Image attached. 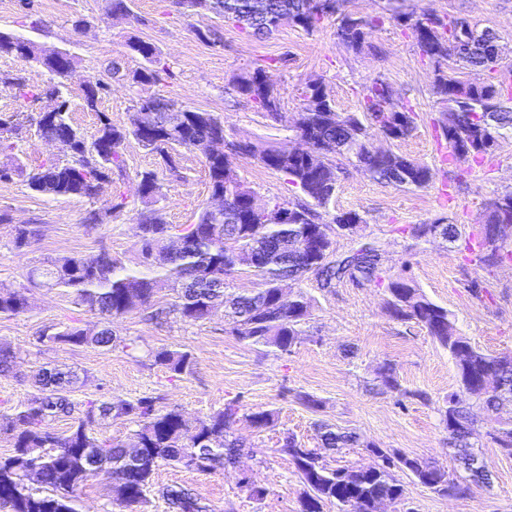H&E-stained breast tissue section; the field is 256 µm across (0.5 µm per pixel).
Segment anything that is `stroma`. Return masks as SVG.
<instances>
[{
  "instance_id": "obj_1",
  "label": "stroma",
  "mask_w": 512,
  "mask_h": 512,
  "mask_svg": "<svg viewBox=\"0 0 512 512\" xmlns=\"http://www.w3.org/2000/svg\"><path fill=\"white\" fill-rule=\"evenodd\" d=\"M127 15H110L107 0H0V32L34 40L43 47L68 52L77 64L65 79L70 90L69 117L85 138H93L100 116L116 127L129 124L139 100L164 97L176 104L214 113L227 136H245L263 143L283 142L304 103L306 84L318 81L330 95L335 112L363 109L374 80H384L397 105L416 114L415 129L402 140L377 139L379 147L405 155L432 169L428 187L403 189L379 182L356 163L341 161L336 194L318 221L328 224L336 212L358 213V233H332L333 252L343 255L362 242H376L383 260V283L349 280L324 288L315 278L301 284L312 299L305 334L291 352L257 348L233 336L223 310L190 324L169 314L164 322L150 321L137 309L116 319V348L50 342L61 326L76 324L95 332L100 317L74 304L60 289L28 287L30 268L50 258L77 255L94 258L112 254L124 266L136 267L139 257L138 189L143 173L155 172L162 184L165 219L181 229L195 223L212 196L208 169L199 150L179 147L172 164L128 138L123 147L125 176L104 184L99 196L50 198L32 191L24 175L0 179V287L23 291L29 309L19 316H0V345L15 356L11 372L0 374V415H10L38 389L34 374L42 368H65L80 380L70 398L77 410L106 397L129 401L151 396L159 407L177 410L188 419L206 417L237 399L248 408L275 411L272 425L257 430L246 421L231 431L246 438L251 451L236 466H216L201 472L158 463L147 493L145 512H168L163 488L182 486L208 504L210 512H297L303 486L280 452L286 436L306 447L318 445L315 425L358 435L356 448L324 452L328 467H369L376 459L365 450L373 443L411 458L444 467L464 477L439 408L458 391L453 358L413 321L393 319L387 308L386 279L408 277L426 295L453 314L460 333L473 347L492 355L512 354V263L484 269L461 244L442 238L416 240L408 227L416 224H459L475 233L485 220V204L494 191L512 187V139L499 141L483 162L459 161L436 121L444 107L434 93L439 71L472 83H501L512 87V0H407V10L441 17H464L499 36V65L495 71L467 69L455 59L438 64L420 52L411 30L386 17L383 0H347L345 8L378 19L361 50L339 43L333 20L313 31L283 22L268 37L255 38L223 16L207 10L183 12L172 0H131ZM82 28H75V21ZM145 41L160 52L168 71L160 81L141 85L127 76L144 65L130 48ZM118 62L123 78L107 72ZM264 67L281 99L278 116H271L251 99L234 92L232 84L244 72ZM97 80L107 90L97 111L87 110L80 85ZM241 179L258 203L279 198L295 200L298 192L282 173L265 168L256 157L234 161ZM125 205L105 223L90 224L89 211L108 206L114 198ZM29 225L39 234L28 246L13 242L14 228ZM181 349L194 357L190 374L176 375L154 364L151 352ZM397 371L400 391L378 385L385 365ZM316 407H308L307 399ZM472 438L491 482L464 498L435 493L406 472L397 477L405 487L404 504H384V512H512V457L503 455L488 434L481 409ZM265 495L250 497L249 486ZM78 512H119L105 476L88 475L75 493Z\"/></svg>"
}]
</instances>
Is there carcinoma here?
<instances>
[{
    "mask_svg": "<svg viewBox=\"0 0 512 512\" xmlns=\"http://www.w3.org/2000/svg\"><path fill=\"white\" fill-rule=\"evenodd\" d=\"M188 10L203 9L224 14V18L261 38L275 30L250 22L242 14L224 11V0H173ZM344 0H270L272 12L286 14L293 23L310 31L325 19L337 21L336 36L347 48L359 51L366 43L376 20L357 16L342 9ZM405 0H385L384 10L397 24L417 32L422 23L429 29L425 39L417 40L423 55L440 62L448 56V42L461 37L471 44V50L458 61L474 69L493 71L498 57L483 51L482 41L491 33L461 17L433 19L415 15L404 9ZM33 41L9 34H0V56L27 59ZM130 49L148 62V66L133 72L134 84L160 79L167 71L156 48L136 41ZM75 64V57L46 60L42 66L55 78L49 84L62 95L66 71ZM0 72V85L13 91L14 97L35 102L45 92L32 87L25 78ZM386 84L377 79L369 88L364 111L340 115L333 111L332 100L320 82L307 85L306 106L294 119L293 132L301 147L286 143L257 146L247 137L232 139L233 149L219 158L205 156L212 193L224 195L229 211L215 213L204 208L194 224L179 230L184 239L182 248H170L171 227L166 224L159 206L161 185L157 175L145 172L140 179L142 208L138 213L141 263L173 283L177 299L173 311L185 322L206 319L212 310L224 309V319L230 333L239 340L257 347L289 352L301 340L303 324L312 306L311 298L299 284L313 275L323 288L347 278L356 283L383 281L382 255L372 242L362 243L356 250L336 259L330 258V226L315 221V208L329 206L336 182H327V174L337 168L336 158L363 160L369 175L378 181L399 187L423 188L432 180L429 167L406 156L392 153L388 158L373 155V140L387 137L399 140L415 127V113L395 105L383 109ZM103 85L90 81L83 88L87 108L97 107ZM235 91L252 99L272 116L279 114L281 100L269 82L266 71L257 67L240 76ZM434 93L448 105V125L444 138L453 157L476 163L492 154L499 139L512 137V111L499 98L495 85L476 84L445 74L438 75ZM176 103L154 98L142 111L130 116L127 128H117L103 116L95 138L88 142L69 121L68 101L53 120L42 118L34 124V134L56 138L63 158L26 166L15 152L16 142L25 129L20 114L3 117L0 123V156L6 162L0 172L26 176L30 189L49 197H80L94 199L101 185L112 177L125 175L121 155L129 137L160 154L172 163L170 150L184 146L206 152L213 136L224 130V122L209 112L188 107L176 112ZM256 154L268 169L288 176L300 196L294 201H275L257 214L249 209L254 191L238 176L232 159L239 155ZM292 212L291 222L282 223L278 214ZM492 224L484 223L474 238L462 237L457 224L441 225L442 238L450 243L464 244V250L481 267L498 266L504 256L501 245L491 234ZM247 267L260 277L262 287L250 293L229 291L227 278ZM27 282L34 287L62 288L74 303L96 311L105 326L95 334L78 325H67L47 337L51 342L70 346H94L110 349L115 337L114 320L137 308H152L156 278L124 270L112 255L103 251L91 260L68 255L50 259L30 269ZM386 307L396 320H414L428 335L448 350L460 377V389L448 395L440 409L448 429V446L456 449V460L469 473V479L459 481L448 471L428 462L409 458L396 451L374 444L366 449L378 458L368 468L339 467L330 469L320 462L317 449L307 448L292 436L284 439L281 452L288 456L304 485L299 499V512H323V503L335 502L339 512H378L379 504L404 502V487L394 477V471L405 469L421 484L444 497L463 498L473 485L483 483L486 475L473 465L476 454L470 438L475 427L472 402H478L490 423L489 435L498 448L512 456V422L497 417L505 404H512V356H491L474 348L462 336L443 306L427 297L414 280L398 277L386 284ZM23 293L0 288V315L18 316L27 311ZM154 363L181 375L191 372L192 355L177 349H162L152 353ZM37 382L40 394L0 418V431L12 434L13 451L0 456V504L9 512H76L74 493L87 475L102 472L112 481V491L125 512H142L147 502L153 468L165 460L200 471L219 463L235 465L248 448L247 442L230 434L232 424L245 419L259 430L274 421L270 410L248 411L238 400L202 420L190 421L174 410H163L152 397L134 402L111 398L99 404L90 403L82 416L75 418L67 433L51 431L47 422L56 417H70L75 405L68 393L77 376L58 369H41ZM129 418L137 426L134 443L143 448L139 461L128 458L129 448L122 443L102 440L95 435L96 418ZM320 440L324 449L353 448L359 437L352 432H336L327 425ZM32 476L41 484L39 493L25 485ZM162 497L172 512H207L206 506L187 488L171 487Z\"/></svg>",
    "mask_w": 512,
    "mask_h": 512,
    "instance_id": "carcinoma-1",
    "label": "carcinoma"
}]
</instances>
